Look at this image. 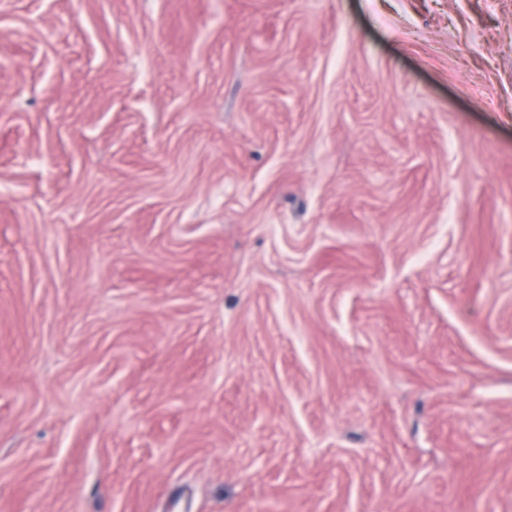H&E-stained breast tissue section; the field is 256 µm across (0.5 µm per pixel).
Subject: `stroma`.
Returning <instances> with one entry per match:
<instances>
[{
    "label": "stroma",
    "instance_id": "obj_1",
    "mask_svg": "<svg viewBox=\"0 0 512 512\" xmlns=\"http://www.w3.org/2000/svg\"><path fill=\"white\" fill-rule=\"evenodd\" d=\"M0 512H512V0H0Z\"/></svg>",
    "mask_w": 512,
    "mask_h": 512
}]
</instances>
